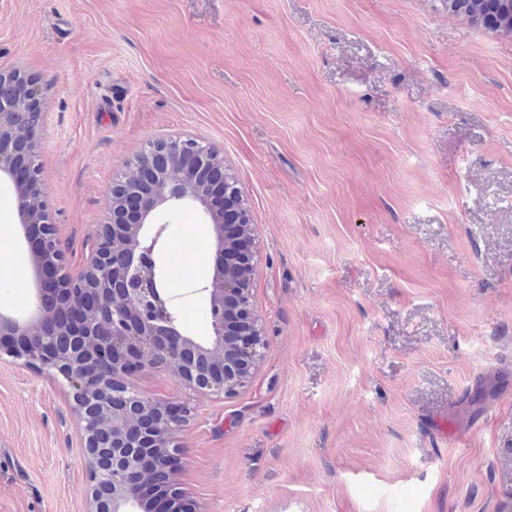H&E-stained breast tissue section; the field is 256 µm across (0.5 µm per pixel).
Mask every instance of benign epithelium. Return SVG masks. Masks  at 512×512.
Returning a JSON list of instances; mask_svg holds the SVG:
<instances>
[{"mask_svg": "<svg viewBox=\"0 0 512 512\" xmlns=\"http://www.w3.org/2000/svg\"><path fill=\"white\" fill-rule=\"evenodd\" d=\"M43 109L36 83L0 74V182L11 184L19 223L37 271L29 314L0 313V359L69 386L87 456L90 512H167L141 477L140 459L170 476L181 465L174 438L190 411L173 400L137 391L134 376L146 367L173 372L186 386L229 397L243 386L267 347L249 290L228 274L233 255L254 270L253 225L224 223V159L194 136H159L138 158L141 175L114 183L105 223L98 225L86 265L76 274L49 221L37 162L38 126L27 107ZM186 204L206 218L213 234L211 278L197 288L206 296L210 338L200 341L177 324L174 297L165 291L161 213Z\"/></svg>", "mask_w": 512, "mask_h": 512, "instance_id": "7a95c632", "label": "benign epithelium"}]
</instances>
